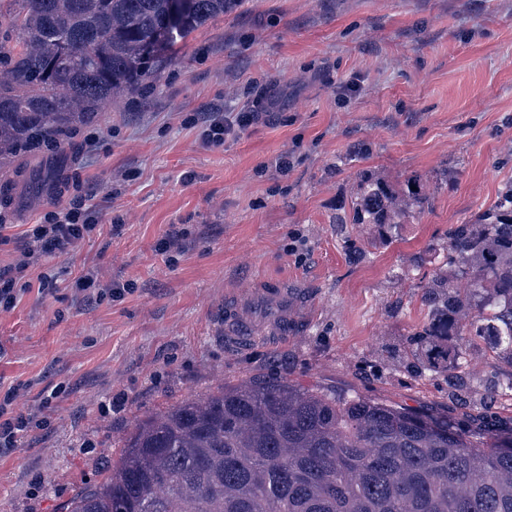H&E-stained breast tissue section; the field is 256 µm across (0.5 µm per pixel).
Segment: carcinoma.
Returning a JSON list of instances; mask_svg holds the SVG:
<instances>
[{"label": "carcinoma", "mask_w": 512, "mask_h": 512, "mask_svg": "<svg viewBox=\"0 0 512 512\" xmlns=\"http://www.w3.org/2000/svg\"><path fill=\"white\" fill-rule=\"evenodd\" d=\"M236 0H0V193L37 196L68 135L106 103L159 81L177 46ZM426 197L361 173L350 218L381 240ZM416 356L463 366L482 343L512 367V181L448 230L422 284ZM66 512H512V441L401 407L245 379L138 422Z\"/></svg>", "instance_id": "1"}]
</instances>
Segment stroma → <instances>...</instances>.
<instances>
[{"label":"stroma","mask_w":512,"mask_h":512,"mask_svg":"<svg viewBox=\"0 0 512 512\" xmlns=\"http://www.w3.org/2000/svg\"><path fill=\"white\" fill-rule=\"evenodd\" d=\"M263 90L274 121L219 148L188 122ZM66 152L45 196L0 206L16 235L79 191L99 214L90 239L48 258L56 285L0 313V387L29 409L66 387L48 427L0 456V512H65L146 413L253 377L512 434V397L484 402L411 356L431 248L512 179V0H239ZM282 154L285 176L270 167ZM367 170L428 197L385 242L336 221ZM173 226L183 248L160 252ZM91 268L135 292L86 304L71 283ZM277 288L295 301L284 338L268 335L261 303ZM230 302L257 337L240 352L224 341Z\"/></svg>","instance_id":"obj_1"}]
</instances>
